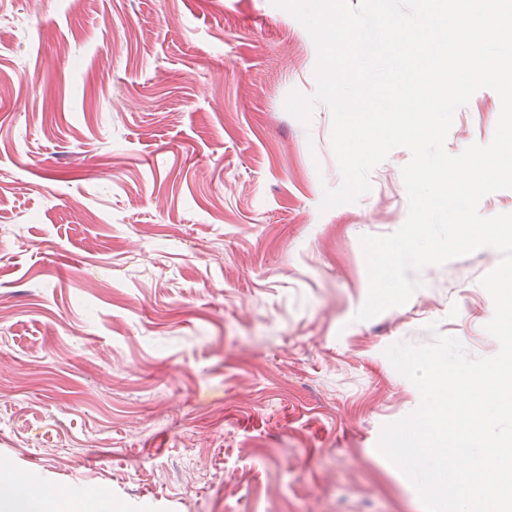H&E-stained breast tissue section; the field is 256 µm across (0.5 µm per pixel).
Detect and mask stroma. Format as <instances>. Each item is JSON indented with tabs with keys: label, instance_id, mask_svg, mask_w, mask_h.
Wrapping results in <instances>:
<instances>
[{
	"label": "stroma",
	"instance_id": "obj_1",
	"mask_svg": "<svg viewBox=\"0 0 512 512\" xmlns=\"http://www.w3.org/2000/svg\"><path fill=\"white\" fill-rule=\"evenodd\" d=\"M317 45L272 0H0V462L121 512H424L377 450L414 411L397 342L499 344L493 248L358 319L364 235L408 215L394 149L353 203ZM501 102L460 108L486 144ZM435 331H428L429 323Z\"/></svg>",
	"mask_w": 512,
	"mask_h": 512
}]
</instances>
